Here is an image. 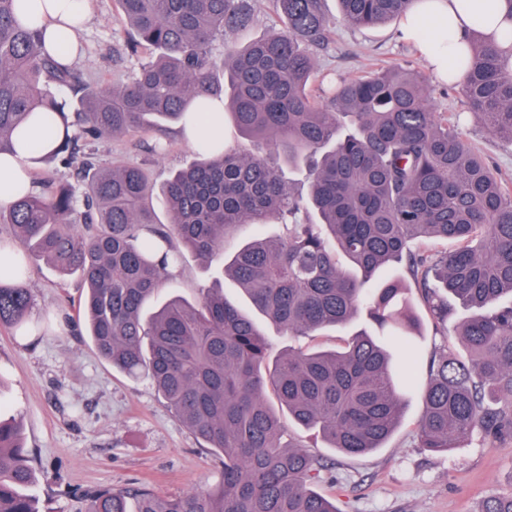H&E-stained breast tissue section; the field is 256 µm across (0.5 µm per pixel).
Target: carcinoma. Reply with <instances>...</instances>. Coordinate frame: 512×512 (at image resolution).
<instances>
[{
  "label": "carcinoma",
  "instance_id": "carcinoma-1",
  "mask_svg": "<svg viewBox=\"0 0 512 512\" xmlns=\"http://www.w3.org/2000/svg\"><path fill=\"white\" fill-rule=\"evenodd\" d=\"M133 51L148 53L120 88L78 93V77L46 53L42 31L0 0V154L12 135L43 118L57 145L46 161L72 163L71 146L160 130L224 104L240 140L203 132L197 160L162 187L166 221L152 206L144 169L91 171L86 191L54 182L0 209L19 243L86 286L82 313L97 353L132 378L145 377L178 420L222 459L212 491L171 497L141 487L98 489L85 512H339L311 488L320 458L287 440L280 413L316 429L337 452H372L421 391V447L444 452L478 431L512 440V179L467 139L457 116L431 107L435 88L399 62L309 89V47L331 25L398 21L414 0H272L281 27L245 46L228 35L253 21L251 0H116ZM220 51L223 69L213 55ZM460 87L463 106L493 138L512 144V71L479 30ZM304 173L302 186L285 169ZM278 222L274 237L261 232ZM253 235L232 254L226 239ZM456 241L450 252L427 240ZM224 276L254 310L288 336L343 329L365 316L339 349H290L270 358L256 320L218 283L190 303L158 292L180 275L185 254ZM403 268L438 324L462 306L457 335L429 358L424 379L402 369L420 323ZM26 267L0 256V327L30 331ZM30 450L17 421L0 411V512H39Z\"/></svg>",
  "mask_w": 512,
  "mask_h": 512
}]
</instances>
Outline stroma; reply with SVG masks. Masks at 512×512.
Instances as JSON below:
<instances>
[{
	"label": "stroma",
	"instance_id": "1",
	"mask_svg": "<svg viewBox=\"0 0 512 512\" xmlns=\"http://www.w3.org/2000/svg\"><path fill=\"white\" fill-rule=\"evenodd\" d=\"M82 53L72 67L94 87L125 83L141 55L128 48L129 34L115 0H91V13L79 32ZM323 74L353 76L373 63L404 62L420 74L428 68L414 46L397 35L396 23L355 29L337 24L316 51ZM152 133L79 141L71 165H42L36 184L45 180L81 186L84 163L115 161L142 167L156 189L157 215L165 207L160 190L173 172L197 158L194 145L168 126L167 151L157 157L146 143ZM218 267L187 261L174 290L196 302L213 285ZM27 284L32 291L30 318L46 332L24 338L0 328V409L21 421L24 444L33 453L35 493L42 512H84L83 492L147 486L175 496L216 488L223 468L201 441L183 426L146 378H131L99 357L86 335L80 314L84 285L37 259H29ZM263 332L273 353L295 348L331 349L343 345V332L288 337L271 325ZM423 404L419 393L404 397L402 422L383 448L363 455L336 453L317 431L289 424L290 442L326 464L314 488L340 512H481L492 496H512V442L474 434L464 447L435 453L420 447L416 424Z\"/></svg>",
	"mask_w": 512,
	"mask_h": 512
}]
</instances>
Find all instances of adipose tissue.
I'll return each mask as SVG.
<instances>
[{
	"label": "adipose tissue",
	"mask_w": 512,
	"mask_h": 512,
	"mask_svg": "<svg viewBox=\"0 0 512 512\" xmlns=\"http://www.w3.org/2000/svg\"><path fill=\"white\" fill-rule=\"evenodd\" d=\"M90 9V0H30L23 16L33 26L43 28L46 47H53L56 34L65 25L81 27ZM512 7L507 0H421L400 20L398 36L414 43L429 64L435 78L444 81L458 51L466 48L472 28H480L500 54L512 65V29L507 17ZM432 35L421 38L420 30ZM37 163L25 146L15 154L0 157V208L9 207L20 191L32 190V173Z\"/></svg>",
	"instance_id": "1"
}]
</instances>
